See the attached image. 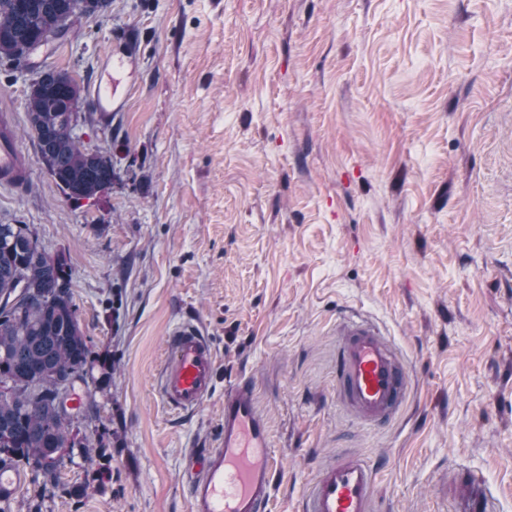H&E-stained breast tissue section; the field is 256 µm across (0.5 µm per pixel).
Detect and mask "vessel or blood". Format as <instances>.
I'll return each instance as SVG.
<instances>
[{
    "label": "vessel or blood",
    "mask_w": 512,
    "mask_h": 512,
    "mask_svg": "<svg viewBox=\"0 0 512 512\" xmlns=\"http://www.w3.org/2000/svg\"><path fill=\"white\" fill-rule=\"evenodd\" d=\"M29 159L17 142L13 116L0 113V184L26 189ZM336 398L363 425L399 414L411 392L408 369L382 328L352 315L338 325ZM217 361L200 325L183 321L168 334L158 395L172 413H193L212 397ZM377 471L371 461L339 454L318 468L300 512H372ZM274 483L268 423L252 386L240 382L224 391V423L216 447L193 454L185 477L191 512H267ZM458 512H491L482 482L458 488Z\"/></svg>",
    "instance_id": "obj_1"
}]
</instances>
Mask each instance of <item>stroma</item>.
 I'll use <instances>...</instances> for the list:
<instances>
[{"label":"stroma","instance_id":"obj_1","mask_svg":"<svg viewBox=\"0 0 512 512\" xmlns=\"http://www.w3.org/2000/svg\"><path fill=\"white\" fill-rule=\"evenodd\" d=\"M37 68L77 82L78 140L112 158L94 199L69 200L26 132ZM2 107L31 166L27 192L0 187V223L63 258L96 404L92 463L24 478L21 512H189V453L216 446L242 380L269 420L270 512H299L339 453L376 465L375 512H458L472 477L512 512V0H110L0 59ZM352 313L412 380L375 427L336 400ZM185 319L218 379L178 416L156 384Z\"/></svg>","mask_w":512,"mask_h":512}]
</instances>
